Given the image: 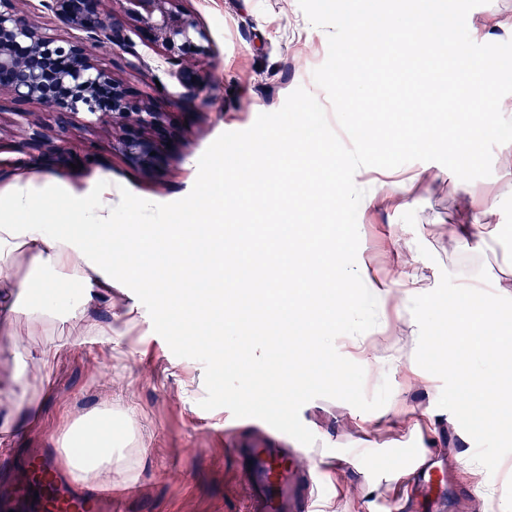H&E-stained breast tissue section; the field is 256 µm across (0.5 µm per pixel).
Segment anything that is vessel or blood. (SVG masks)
I'll list each match as a JSON object with an SVG mask.
<instances>
[{
    "mask_svg": "<svg viewBox=\"0 0 512 512\" xmlns=\"http://www.w3.org/2000/svg\"><path fill=\"white\" fill-rule=\"evenodd\" d=\"M302 448L283 447L281 440L269 439L264 445L246 448L242 455L241 490L247 512H308L314 498L313 486L322 478L323 466L310 472L299 471L295 458L305 456ZM411 476L423 478L424 490H432L437 482L427 456L416 448L399 452ZM41 477L50 512H102L111 506L112 494L88 490L81 496L69 497L58 485V473L52 460L41 459L35 467Z\"/></svg>",
    "mask_w": 512,
    "mask_h": 512,
    "instance_id": "vessel-or-blood-1",
    "label": "vessel or blood"
}]
</instances>
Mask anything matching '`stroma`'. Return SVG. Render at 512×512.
I'll use <instances>...</instances> for the list:
<instances>
[{
  "instance_id": "1",
  "label": "stroma",
  "mask_w": 512,
  "mask_h": 512,
  "mask_svg": "<svg viewBox=\"0 0 512 512\" xmlns=\"http://www.w3.org/2000/svg\"><path fill=\"white\" fill-rule=\"evenodd\" d=\"M184 5L199 16L209 36L205 54L186 59L198 85L192 104H181L183 88L174 74L158 66L160 50L147 32L129 31V53L106 44L88 46L117 79L152 97L161 120L150 134L152 158L123 153L119 128L81 115L62 128L42 104L27 102L21 113L0 112V191L21 176H49L82 193L106 173L129 210L143 199L174 202L190 193L199 158L222 133L249 128L259 114L279 110L299 87L326 101L312 72L327 57L328 31L309 23L298 0H185ZM467 28L478 44L512 39V0L475 7ZM134 53L146 60V68L129 67ZM36 131L62 146L53 161L29 147ZM377 188L394 197L405 195V204L365 205ZM474 217L488 224L491 234L464 252L444 228ZM313 221L355 225L352 253L367 259L377 276L404 272L433 289L446 271L460 282L502 287L504 296L512 298V252L496 247L502 227H512V172L500 163H493L490 177L471 182L436 162L374 168L366 182L355 185L351 203L329 216L315 215ZM393 235L408 252L407 265H399L387 247ZM30 272L29 259L16 256L0 276V469L9 468L16 481L27 461L60 459L69 426L109 404L127 411L136 431L129 455L135 480L119 512H243L237 451L270 437L272 427L256 418H235L225 408L202 409L203 364L176 357L154 332L147 309L121 283H114L111 299L99 300L92 312L100 326L111 327L108 336L87 334L71 319L67 307L77 291L70 287L62 291L64 309L47 313L42 322L15 317L14 308L28 302L21 285ZM49 347L57 349L58 357L51 369L39 370L41 354ZM335 347L362 363L366 395H374L385 379L392 394L372 412L328 398L302 407L301 421L317 438L308 448L310 458L325 468L316 512H385L383 498L402 489L390 473L350 456L353 448L433 449L449 492L466 488L462 466L470 462L475 445L456 418L438 408L441 380L419 367L411 350L365 363L351 336L337 337ZM23 383L36 396L40 415L18 432L14 401ZM484 485L489 497L468 500L462 512H500L502 505L512 504V454Z\"/></svg>"
}]
</instances>
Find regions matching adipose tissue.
<instances>
[{
	"mask_svg": "<svg viewBox=\"0 0 512 512\" xmlns=\"http://www.w3.org/2000/svg\"><path fill=\"white\" fill-rule=\"evenodd\" d=\"M320 156L321 148L307 126L295 125L267 144L265 163L275 175L265 182L261 195H253L251 184L241 180L228 183L225 192L239 198L240 208L250 214L252 223H260L270 208L280 217L281 224L268 245L278 251L289 273V286L283 289L271 282L261 289L260 304L268 318L288 316L306 322L310 330L325 333L346 324L350 311L346 302L323 313L307 310L306 300L328 282L326 269H335L330 282L336 288L359 286L360 298L381 307L406 303L412 291L376 278L365 262L345 263L350 237L345 225L313 223L312 217L320 209L334 210L346 203L350 186L363 169L358 163L346 174L338 164L322 163ZM285 167L291 175L287 182L277 176ZM47 190V184L21 179L9 191L0 192V263L13 255L30 256L38 284L33 305L24 310L29 320H39L58 305L57 284L62 280L83 291L80 308L74 313L80 321L87 319L98 298L107 295L116 281L186 276L195 284L223 282L222 255L199 249L189 231L193 223L230 246L241 269H249L253 263V243L243 235L226 233L223 210L203 197L192 200L186 225L168 223L151 202H141L137 212L142 223L128 237L126 259L113 263L111 250L93 237L94 232L111 230L116 212L125 207L122 198L113 196L111 180L100 178L91 195L67 196L62 217L56 222L46 216ZM163 252L169 260L157 264L155 258ZM117 436L108 411L89 428L70 427L64 462L71 480L93 484L115 473L126 475V468L112 457Z\"/></svg>",
	"mask_w": 512,
	"mask_h": 512,
	"instance_id": "ef3b65f1",
	"label": "adipose tissue"
}]
</instances>
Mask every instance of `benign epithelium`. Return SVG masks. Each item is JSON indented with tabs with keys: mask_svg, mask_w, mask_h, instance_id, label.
Returning a JSON list of instances; mask_svg holds the SVG:
<instances>
[{
	"mask_svg": "<svg viewBox=\"0 0 512 512\" xmlns=\"http://www.w3.org/2000/svg\"><path fill=\"white\" fill-rule=\"evenodd\" d=\"M105 0H49L46 8L65 26L86 33V41L62 43L42 34L27 15L0 9V91L11 102L37 101L57 114L60 125L83 113L108 118L127 128L155 129L157 113L140 96L99 67L88 53L86 42L126 46V31L136 27L148 32L161 49L164 62L177 68L188 103L195 85L184 67L191 52L205 51L208 33L197 16L182 6L183 0H113L118 7L107 10ZM121 149L138 158L149 156L150 143L140 133L121 138Z\"/></svg>",
	"mask_w": 512,
	"mask_h": 512,
	"instance_id": "7a95c632",
	"label": "benign epithelium"
}]
</instances>
